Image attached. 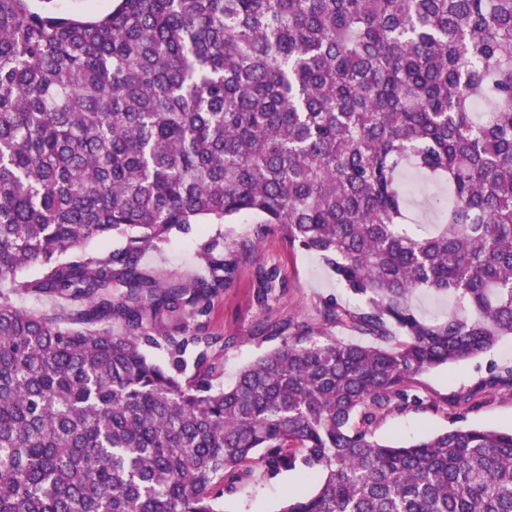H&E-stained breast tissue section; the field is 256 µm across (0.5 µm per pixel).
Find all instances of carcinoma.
Wrapping results in <instances>:
<instances>
[{
  "instance_id": "1",
  "label": "carcinoma",
  "mask_w": 512,
  "mask_h": 512,
  "mask_svg": "<svg viewBox=\"0 0 512 512\" xmlns=\"http://www.w3.org/2000/svg\"><path fill=\"white\" fill-rule=\"evenodd\" d=\"M408 169L448 185L426 234ZM251 215L254 237L201 245L202 278L142 266L175 231ZM273 229L355 303L260 325L268 349L226 387L214 353L235 337L196 318ZM256 280L265 300L278 274ZM22 291L71 306L22 310ZM415 291L454 306L423 318ZM504 336L512 0H0V512H221L256 461L315 482L279 512H512V430L464 424L512 367L447 429L374 433L424 405L414 376ZM111 4V0H52L48 4L40 5L62 14L84 17L105 13L110 9Z\"/></svg>"
}]
</instances>
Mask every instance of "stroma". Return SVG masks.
Segmentation results:
<instances>
[{
  "instance_id": "stroma-1",
  "label": "stroma",
  "mask_w": 512,
  "mask_h": 512,
  "mask_svg": "<svg viewBox=\"0 0 512 512\" xmlns=\"http://www.w3.org/2000/svg\"><path fill=\"white\" fill-rule=\"evenodd\" d=\"M258 217L235 219L221 224H195L185 233L171 234L159 248L147 250L143 265L163 281H188L201 276L204 264L198 254L200 243L215 239L231 243L253 235ZM274 268L281 282L269 301L257 297L256 270ZM342 289L331 269L315 254L289 243L279 231L266 233L254 255L242 263L231 287L213 295L203 323L214 335L236 337V344L219 355L224 384H232L241 369L262 352L253 335L261 323L293 319L312 325L320 321L326 300L338 298ZM512 365V338L503 337L487 353L450 366L415 376L410 387L424 399L437 400L434 408L423 407L392 413L381 419L375 433L394 441H412L448 428L453 402L467 394L491 369ZM468 424L512 429V389L497 387L483 392L467 415ZM312 483H299L295 473L270 480L261 466H254L252 480L236 496L225 498L224 512H277L283 499L297 490L310 491Z\"/></svg>"
}]
</instances>
